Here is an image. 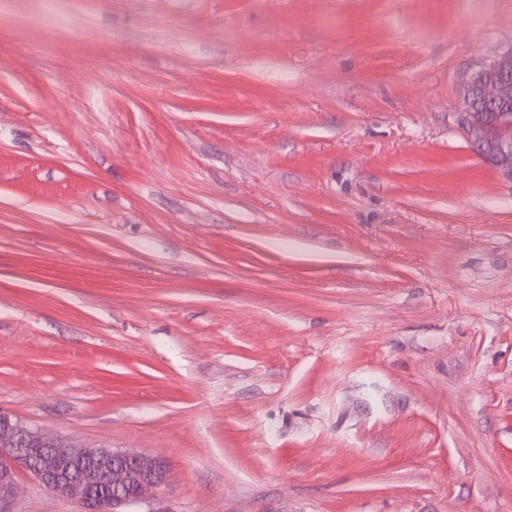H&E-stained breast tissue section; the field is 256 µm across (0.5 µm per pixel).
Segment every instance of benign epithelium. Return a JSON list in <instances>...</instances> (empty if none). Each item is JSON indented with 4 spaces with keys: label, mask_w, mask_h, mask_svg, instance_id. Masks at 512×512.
<instances>
[{
    "label": "benign epithelium",
    "mask_w": 512,
    "mask_h": 512,
    "mask_svg": "<svg viewBox=\"0 0 512 512\" xmlns=\"http://www.w3.org/2000/svg\"><path fill=\"white\" fill-rule=\"evenodd\" d=\"M462 91L468 136L484 159L512 177V113L500 110L512 100V52L469 73ZM20 471L70 497L82 512H128L170 476L162 458L66 443L0 416V501L14 493Z\"/></svg>",
    "instance_id": "1"
}]
</instances>
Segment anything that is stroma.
<instances>
[{
  "mask_svg": "<svg viewBox=\"0 0 512 512\" xmlns=\"http://www.w3.org/2000/svg\"><path fill=\"white\" fill-rule=\"evenodd\" d=\"M512 0H0V412L136 512H512ZM0 512H79L19 473ZM511 77V80H510ZM466 111L461 122L480 155L512 178V51L473 70L462 83ZM476 97V98H475ZM482 106V112H475Z\"/></svg>",
  "mask_w": 512,
  "mask_h": 512,
  "instance_id": "obj_1",
  "label": "stroma"
}]
</instances>
